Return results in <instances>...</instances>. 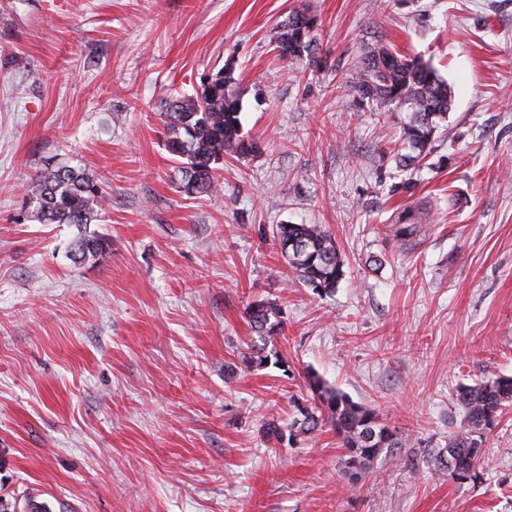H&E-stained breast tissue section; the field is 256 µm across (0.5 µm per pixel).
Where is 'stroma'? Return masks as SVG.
I'll use <instances>...</instances> for the list:
<instances>
[{
	"label": "stroma",
	"mask_w": 512,
	"mask_h": 512,
	"mask_svg": "<svg viewBox=\"0 0 512 512\" xmlns=\"http://www.w3.org/2000/svg\"><path fill=\"white\" fill-rule=\"evenodd\" d=\"M316 21L317 61L278 27ZM422 58L453 105L400 171L405 110L351 85L373 47ZM232 66L257 151L189 196L160 107ZM67 165L108 197L86 229L26 194ZM319 224L344 276L298 283L275 225ZM400 224L419 230L396 236ZM106 238L73 262L81 231ZM283 312L252 365L246 311ZM316 371L409 434L347 490L333 431L277 443ZM512 377V0H0V501L22 512H512V406L467 479L427 462L457 385ZM296 21L293 14L289 15L288 20L284 23L276 36V48L279 55L284 59L302 58L304 54L307 57L313 56L317 51V43L315 37L306 34H312L314 28L313 19L306 15H300L298 22L299 35L304 39L297 37Z\"/></svg>",
	"instance_id": "obj_1"
}]
</instances>
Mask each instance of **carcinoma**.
<instances>
[{"instance_id": "carcinoma-1", "label": "carcinoma", "mask_w": 512, "mask_h": 512, "mask_svg": "<svg viewBox=\"0 0 512 512\" xmlns=\"http://www.w3.org/2000/svg\"><path fill=\"white\" fill-rule=\"evenodd\" d=\"M276 48L284 59L313 56L316 39L297 37L296 21L288 17L276 36ZM232 68L207 75L201 92L194 97H174L164 115L166 148L179 158L183 169L181 188L188 194L213 196L219 179L215 168L224 156L245 157L256 151V143L243 133L242 103L232 89ZM361 99L380 110L406 108L409 121L403 126L399 168L406 170L431 152L440 123L448 118L453 95L448 82L422 59L377 46L361 58L353 85ZM104 196L93 176L68 166L48 167L32 182L29 204L31 216L40 224L91 223L102 208ZM274 242L277 252L297 274V279L320 293L332 292L341 281L343 261L334 238L319 224H278ZM108 243L97 235L81 234L74 242L72 257L84 262L106 251ZM252 329L260 338L279 333L282 309L270 301H258L247 311ZM311 403L297 406L298 415L286 429L270 423L267 434L281 441L309 435L324 425L336 434L343 448V466L348 486L362 488L370 465L384 452L399 454L411 447L409 436L384 422L371 408L353 401L329 385L315 372L307 373ZM458 405L465 419L448 438L429 466L440 477H465L475 471L483 457V438L494 419L512 403V377H499L457 390Z\"/></svg>"}]
</instances>
